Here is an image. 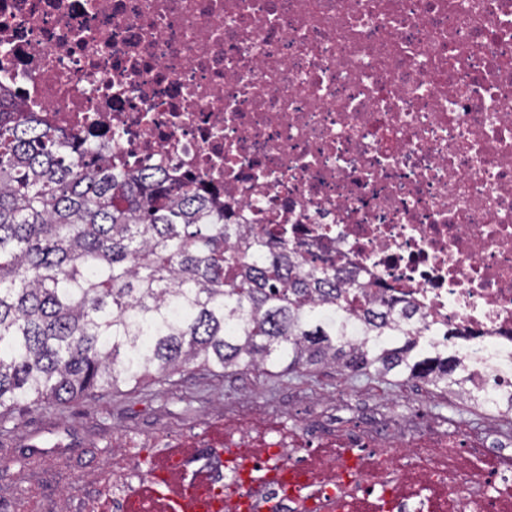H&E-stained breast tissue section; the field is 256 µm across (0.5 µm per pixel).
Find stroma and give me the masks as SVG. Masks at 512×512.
Masks as SVG:
<instances>
[{
  "mask_svg": "<svg viewBox=\"0 0 512 512\" xmlns=\"http://www.w3.org/2000/svg\"><path fill=\"white\" fill-rule=\"evenodd\" d=\"M312 411L345 422L364 414L412 421L401 439L414 453L398 466L416 512H433L439 489L453 491L462 472L483 474L487 458L499 456L512 473V452L495 448L512 437V421L419 382L328 368L272 377L187 371L171 384L98 390L0 415V512H89L106 474L125 471L129 487H139L141 464L186 446L238 454L279 441L319 461L343 442L328 435L307 445L301 422ZM451 433L468 437L473 453L448 448ZM429 462L439 482L427 479Z\"/></svg>",
  "mask_w": 512,
  "mask_h": 512,
  "instance_id": "1",
  "label": "stroma"
}]
</instances>
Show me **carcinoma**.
<instances>
[{
	"label": "carcinoma",
	"mask_w": 512,
	"mask_h": 512,
	"mask_svg": "<svg viewBox=\"0 0 512 512\" xmlns=\"http://www.w3.org/2000/svg\"><path fill=\"white\" fill-rule=\"evenodd\" d=\"M331 260L245 232L191 179L117 170L0 92V409L189 368L273 376L336 368L467 395L452 348L368 298Z\"/></svg>",
	"instance_id": "carcinoma-1"
}]
</instances>
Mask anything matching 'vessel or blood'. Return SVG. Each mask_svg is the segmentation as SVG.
Masks as SVG:
<instances>
[{
    "label": "vessel or blood",
    "instance_id": "vessel-or-blood-1",
    "mask_svg": "<svg viewBox=\"0 0 512 512\" xmlns=\"http://www.w3.org/2000/svg\"><path fill=\"white\" fill-rule=\"evenodd\" d=\"M271 483L287 482L293 494H301L315 480L305 468L291 467L270 471ZM210 471L185 470L179 456L173 455L153 464L152 478L141 493L127 502V512H221L216 499Z\"/></svg>",
    "mask_w": 512,
    "mask_h": 512
}]
</instances>
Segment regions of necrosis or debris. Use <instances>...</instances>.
I'll list each match as a JSON object with an SVG mask.
<instances>
[{"label":"necrosis or debris","instance_id":"necrosis-or-debris-1","mask_svg":"<svg viewBox=\"0 0 512 512\" xmlns=\"http://www.w3.org/2000/svg\"><path fill=\"white\" fill-rule=\"evenodd\" d=\"M0 88L286 227L512 388V0H0Z\"/></svg>","mask_w":512,"mask_h":512}]
</instances>
